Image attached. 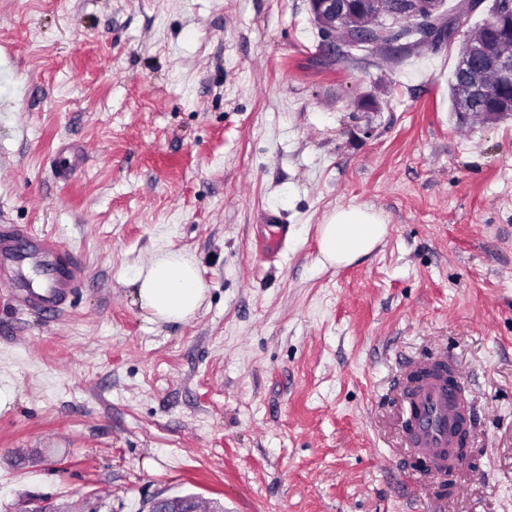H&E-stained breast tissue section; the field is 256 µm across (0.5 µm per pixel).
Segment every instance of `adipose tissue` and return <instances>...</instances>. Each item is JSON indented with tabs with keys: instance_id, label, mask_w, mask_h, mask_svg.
<instances>
[{
	"instance_id": "adipose-tissue-1",
	"label": "adipose tissue",
	"mask_w": 512,
	"mask_h": 512,
	"mask_svg": "<svg viewBox=\"0 0 512 512\" xmlns=\"http://www.w3.org/2000/svg\"><path fill=\"white\" fill-rule=\"evenodd\" d=\"M387 234L382 217L367 206L337 208L320 226V254L329 265H347L371 253ZM135 284L141 309L151 320L184 321L201 306L206 288L195 258L167 250L139 267Z\"/></svg>"
}]
</instances>
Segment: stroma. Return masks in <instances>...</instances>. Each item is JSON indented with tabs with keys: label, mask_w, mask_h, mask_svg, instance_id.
I'll use <instances>...</instances> for the list:
<instances>
[{
	"label": "stroma",
	"mask_w": 512,
	"mask_h": 512,
	"mask_svg": "<svg viewBox=\"0 0 512 512\" xmlns=\"http://www.w3.org/2000/svg\"><path fill=\"white\" fill-rule=\"evenodd\" d=\"M319 43L306 0H0V225L57 237L85 277L51 319L0 287V512H512V118L460 123L458 44ZM348 205L387 235L322 265ZM167 249L206 286L181 322L131 283ZM434 357L472 409L475 466L447 487L399 387Z\"/></svg>",
	"instance_id": "35a3bbf8"
}]
</instances>
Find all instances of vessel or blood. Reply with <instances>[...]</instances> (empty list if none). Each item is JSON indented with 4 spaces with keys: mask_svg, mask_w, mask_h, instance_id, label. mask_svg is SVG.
Instances as JSON below:
<instances>
[{
    "mask_svg": "<svg viewBox=\"0 0 512 512\" xmlns=\"http://www.w3.org/2000/svg\"><path fill=\"white\" fill-rule=\"evenodd\" d=\"M1 271L9 276L10 296L45 315L60 311L81 286V268L58 239L19 225L0 226ZM410 389L415 406L411 444L429 463L447 467L446 450L456 442L451 430L469 425L468 406L435 361L417 368Z\"/></svg>",
    "mask_w": 512,
    "mask_h": 512,
    "instance_id": "obj_1",
    "label": "vessel or blood"
}]
</instances>
